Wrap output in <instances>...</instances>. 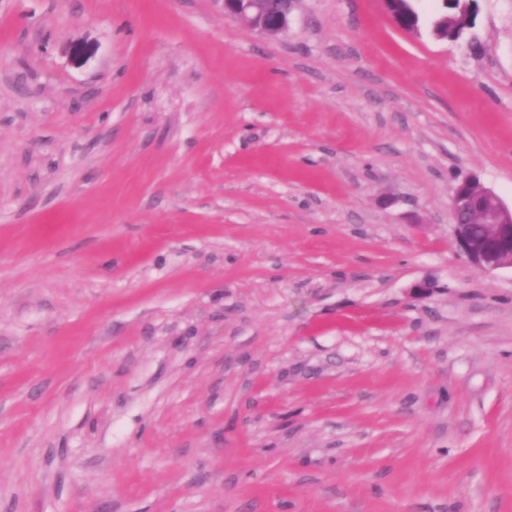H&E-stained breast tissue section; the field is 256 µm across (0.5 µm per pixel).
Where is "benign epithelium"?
<instances>
[{
  "mask_svg": "<svg viewBox=\"0 0 512 512\" xmlns=\"http://www.w3.org/2000/svg\"><path fill=\"white\" fill-rule=\"evenodd\" d=\"M224 15L275 36L288 30L297 0H219ZM453 235L462 254L475 268L492 272L512 269V207L506 206L475 178L455 187L452 197Z\"/></svg>",
  "mask_w": 512,
  "mask_h": 512,
  "instance_id": "benign-epithelium-1",
  "label": "benign epithelium"
}]
</instances>
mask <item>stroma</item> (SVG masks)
<instances>
[{
	"label": "stroma",
	"instance_id": "stroma-1",
	"mask_svg": "<svg viewBox=\"0 0 512 512\" xmlns=\"http://www.w3.org/2000/svg\"><path fill=\"white\" fill-rule=\"evenodd\" d=\"M467 176L512 206V0H0V512H512ZM279 1L282 3L274 8L269 0H218L225 16L241 20L268 36L287 31L298 0Z\"/></svg>",
	"mask_w": 512,
	"mask_h": 512
}]
</instances>
